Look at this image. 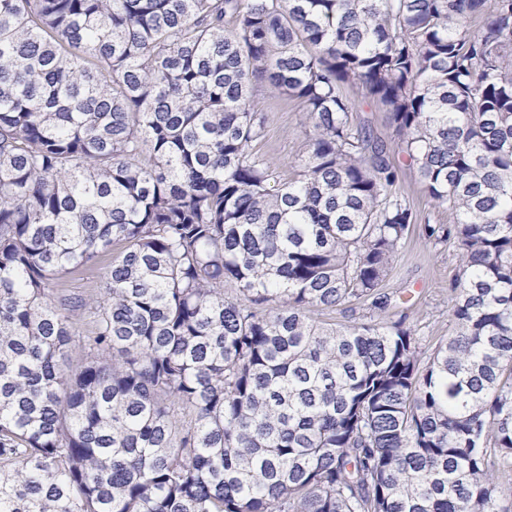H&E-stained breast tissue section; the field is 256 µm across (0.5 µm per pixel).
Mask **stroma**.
Returning <instances> with one entry per match:
<instances>
[{
    "instance_id": "35a3bbf8",
    "label": "stroma",
    "mask_w": 512,
    "mask_h": 512,
    "mask_svg": "<svg viewBox=\"0 0 512 512\" xmlns=\"http://www.w3.org/2000/svg\"><path fill=\"white\" fill-rule=\"evenodd\" d=\"M344 93L355 106L356 124L372 137L392 145L397 143L398 136L388 112L366 97L360 82L346 84ZM255 94L266 118V136L259 149L284 176H292L310 139L301 105L265 80L256 84ZM398 188L416 212L418 222L412 226L384 286L390 299L388 306L372 310L360 303L351 309L333 312L313 308L309 315L323 323L364 322L372 318L387 323L401 321L415 331L422 347L428 348L455 331L448 282L459 267V249L452 240L444 244L428 240L422 227L451 224L455 218L448 211L435 207L412 167H401Z\"/></svg>"
}]
</instances>
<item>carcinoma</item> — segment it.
I'll return each instance as SVG.
<instances>
[{
  "instance_id": "obj_1",
  "label": "carcinoma",
  "mask_w": 512,
  "mask_h": 512,
  "mask_svg": "<svg viewBox=\"0 0 512 512\" xmlns=\"http://www.w3.org/2000/svg\"><path fill=\"white\" fill-rule=\"evenodd\" d=\"M354 79L456 216L427 354L306 314L386 308L417 221ZM509 471L512 0H0V512H512ZM255 94L266 118L265 140L258 147L288 178L293 175V168L310 139L309 128L303 122L301 105L282 94L267 80L256 84ZM344 94L355 105V112H353L355 123L364 128L372 137L396 147L398 136L391 124L388 112L379 103L366 97L362 84L359 81L346 84ZM112 251L99 255L93 261L67 274L63 283L75 293L89 294L103 287L104 276L112 264Z\"/></svg>"
}]
</instances>
